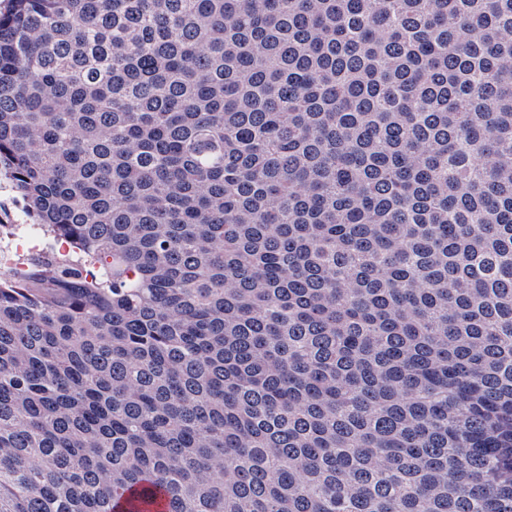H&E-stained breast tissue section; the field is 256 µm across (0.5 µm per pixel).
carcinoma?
Instances as JSON below:
<instances>
[{
	"mask_svg": "<svg viewBox=\"0 0 512 512\" xmlns=\"http://www.w3.org/2000/svg\"><path fill=\"white\" fill-rule=\"evenodd\" d=\"M0 512H512V0H14ZM0 221L2 224H11L12 228V233L7 237L8 241L2 244L1 240L0 245V265L9 266L18 258H25L20 248L13 249L14 241L40 236L35 225L36 221L24 208V203L3 175L0 178Z\"/></svg>",
	"mask_w": 512,
	"mask_h": 512,
	"instance_id": "obj_1",
	"label": "carcinoma"
}]
</instances>
